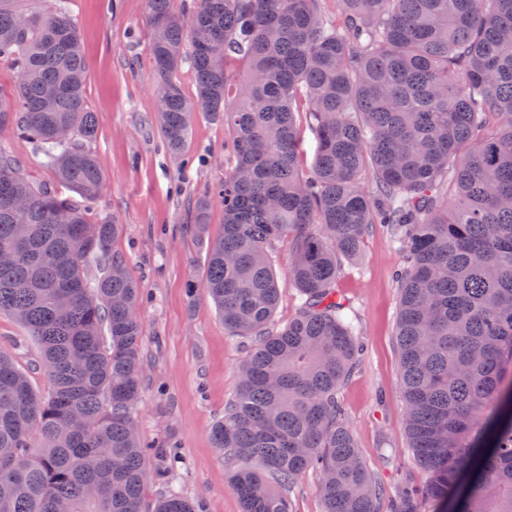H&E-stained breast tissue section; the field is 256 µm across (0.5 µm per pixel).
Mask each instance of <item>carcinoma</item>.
Wrapping results in <instances>:
<instances>
[{
  "label": "carcinoma",
  "instance_id": "carcinoma-1",
  "mask_svg": "<svg viewBox=\"0 0 512 512\" xmlns=\"http://www.w3.org/2000/svg\"><path fill=\"white\" fill-rule=\"evenodd\" d=\"M15 2L0 0V59L19 73L0 94V127L36 143L91 204L106 181L81 144L96 122L69 0ZM335 2L197 0L186 16L147 0L167 149L183 155L198 112L223 117L231 143L224 183L197 200V228L221 199L204 288L224 330L253 346L214 446L243 512H292L282 489L314 467L324 512H375L379 488L338 398L357 336L335 285L340 258L385 224L406 256L400 382L410 448L430 476L420 494L397 492L394 512H420L427 497L440 512H512V0ZM187 40L192 101L174 79ZM298 112L317 138L308 174ZM120 228L28 180L0 145V245L20 253L0 267V312L28 328L49 381L36 393L0 351V512H58L62 500L70 512H140L150 471L129 426L143 327L131 314L139 284L112 254ZM285 238L303 306L277 329L270 248ZM156 512L205 510L171 490Z\"/></svg>",
  "mask_w": 512,
  "mask_h": 512
}]
</instances>
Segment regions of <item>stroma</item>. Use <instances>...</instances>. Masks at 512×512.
<instances>
[{"mask_svg":"<svg viewBox=\"0 0 512 512\" xmlns=\"http://www.w3.org/2000/svg\"><path fill=\"white\" fill-rule=\"evenodd\" d=\"M71 10L86 60L84 95L97 124L85 147L107 179L91 216L121 224L112 250L141 288L140 437L156 447H175L181 463L173 484L185 497L204 500L208 512H242L211 429L238 387V367L251 341L225 332L202 287L208 253L194 211L196 200L223 182L230 165L224 122L197 115L184 158L170 155L157 119L147 0H72ZM0 143L10 146L31 182L56 187L34 143L9 127L0 128ZM404 263L389 233L377 225L358 258L342 259L336 280L337 292L357 316L363 347L339 397L358 450L384 490L375 512H392L389 490L429 482L409 447L400 389L397 275ZM0 350L29 372L36 389L46 386L38 346L6 313L0 314Z\"/></svg>","mask_w":512,"mask_h":512,"instance_id":"obj_1","label":"stroma"}]
</instances>
